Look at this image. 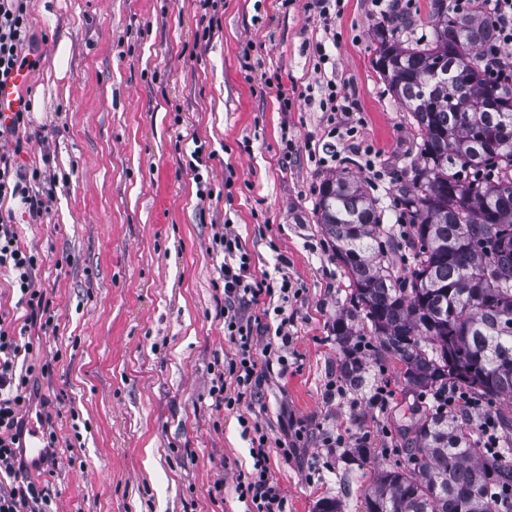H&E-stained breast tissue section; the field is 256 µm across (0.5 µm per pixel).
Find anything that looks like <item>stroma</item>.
Returning <instances> with one entry per match:
<instances>
[{
    "label": "stroma",
    "mask_w": 512,
    "mask_h": 512,
    "mask_svg": "<svg viewBox=\"0 0 512 512\" xmlns=\"http://www.w3.org/2000/svg\"><path fill=\"white\" fill-rule=\"evenodd\" d=\"M395 6L413 20L402 38H430L429 0H344L328 19L307 0H28L32 42L22 53L42 108L0 138V152L55 180L41 223L20 199L5 202L21 245L40 257L33 280L55 320L44 331L29 325L9 268L0 269V315L30 348V405L57 436L53 457L20 475L48 494L52 512H246L235 490L253 468L243 417L268 436L287 512H317L327 499L366 512L377 469L406 463L428 402L371 337L366 386L343 384L333 326L349 282L315 215L324 179L350 171L384 223L395 222V181L419 143L372 64L374 28ZM330 32L332 58L317 65L308 47ZM63 37L71 53L59 80ZM323 76L356 101L374 158L341 142L335 167L315 163L327 144ZM198 142L205 158L195 170ZM227 224L256 278L283 258L295 289L288 301L263 294L244 307L258 384L231 407L210 393L236 354L213 251ZM280 305L290 342L285 364L269 369Z\"/></svg>",
    "instance_id": "obj_1"
}]
</instances>
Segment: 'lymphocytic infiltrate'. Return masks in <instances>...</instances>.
<instances>
[{"instance_id":"obj_1","label":"lymphocytic infiltrate","mask_w":512,"mask_h":512,"mask_svg":"<svg viewBox=\"0 0 512 512\" xmlns=\"http://www.w3.org/2000/svg\"><path fill=\"white\" fill-rule=\"evenodd\" d=\"M25 0H0V80L26 63L21 50L28 41V18ZM495 18L498 37L495 43L484 47L485 69L488 76L503 86L512 87V57L505 48L512 44V0H489ZM40 170L25 173L14 168L8 153H0V202L7 197L20 198L27 205L33 220L48 214L53 201V188L43 185ZM219 265V279L229 305L224 313V330L237 348V357L228 363L225 376L217 377L213 393L225 405L235 404L253 389L257 364L253 358V337L249 322L235 310L238 302H253L264 293L287 296L292 289L288 277H265L255 280L250 271V258L243 250L233 229H224L214 238ZM12 266L17 273L20 303L29 309L30 319H43L45 327H52L54 319L48 314L41 291L36 288L33 272L37 257L21 249L12 224L11 213L0 212V268ZM21 348L10 327L0 322V512H49L50 499L35 485L17 484V474L26 464L20 448L24 428L19 414L26 403L27 375H15V359ZM233 384V395H225V384ZM438 409L454 412L466 407L480 412L479 438L490 454L499 448L498 425L494 416L482 408V403L468 392L456 387L435 395ZM267 444L262 428H255L251 439L253 470L237 483L240 498L249 501L250 512H286L285 499L269 476L266 465Z\"/></svg>"}]
</instances>
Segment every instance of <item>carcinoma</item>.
Masks as SVG:
<instances>
[{"label": "carcinoma", "mask_w": 512, "mask_h": 512, "mask_svg": "<svg viewBox=\"0 0 512 512\" xmlns=\"http://www.w3.org/2000/svg\"><path fill=\"white\" fill-rule=\"evenodd\" d=\"M432 38L404 45L412 19L392 10L375 27L373 64L411 113L421 142L398 199L412 240L410 275L390 268L393 228L350 173L318 190L317 223L349 277L333 331L352 344L342 379L365 386L357 356L367 329L416 388L463 386L512 399V89L484 72L497 37L486 5L459 13L430 0ZM407 465L376 471L367 512H512L490 484L512 486V448L486 453L472 428L434 409L407 442Z\"/></svg>", "instance_id": "obj_1"}]
</instances>
